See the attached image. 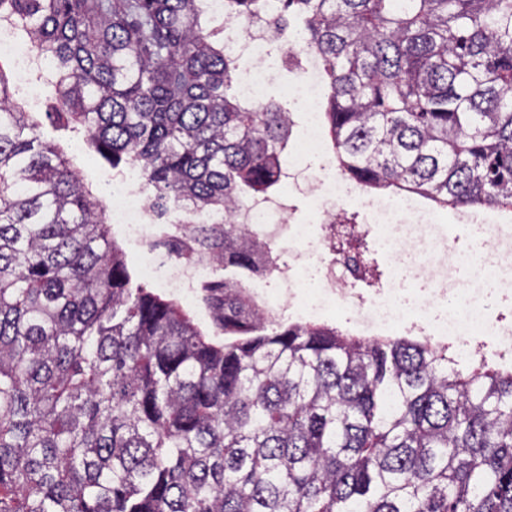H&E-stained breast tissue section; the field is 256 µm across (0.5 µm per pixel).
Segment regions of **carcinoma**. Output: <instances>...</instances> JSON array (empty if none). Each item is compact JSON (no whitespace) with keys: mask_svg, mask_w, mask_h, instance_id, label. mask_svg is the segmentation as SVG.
Instances as JSON below:
<instances>
[{"mask_svg":"<svg viewBox=\"0 0 512 512\" xmlns=\"http://www.w3.org/2000/svg\"><path fill=\"white\" fill-rule=\"evenodd\" d=\"M318 55L337 169L440 209H512V0H276ZM58 119L202 213L278 188L288 103L230 93L200 0H0ZM194 253L224 341L134 281L106 205L0 65V512H512V368L269 321L252 243Z\"/></svg>","mask_w":512,"mask_h":512,"instance_id":"carcinoma-1","label":"carcinoma"}]
</instances>
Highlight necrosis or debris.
I'll return each instance as SVG.
<instances>
[{"label": "necrosis or debris", "instance_id": "1", "mask_svg": "<svg viewBox=\"0 0 512 512\" xmlns=\"http://www.w3.org/2000/svg\"><path fill=\"white\" fill-rule=\"evenodd\" d=\"M206 8L217 35L224 39L225 55L237 64L234 83L243 101L253 106L264 104L266 89L277 73L285 71L292 76L285 96L293 105L297 127L281 163L282 190L242 201L234 215L236 232L261 245L266 259L267 276L252 280L249 289L260 312L278 320L315 322L324 317V301L334 298L353 309L364 330L372 335L413 333L457 361L480 359L490 351L511 365L512 328L483 298H468L458 309L449 307L448 290L437 282L430 298L411 304L399 279L387 288L362 291L368 271L362 248L365 240H374L394 262L414 257L421 265L430 264L425 251H412L394 231L398 224L423 223V216L411 200L397 207L382 198L357 195L326 162L318 121L322 90L308 46L282 43V24L271 12L246 16L227 8L223 0H206ZM2 59L11 62L19 74L20 101L29 111H41L38 90L56 81V70L35 47L24 24L6 15L0 16ZM104 178L113 186L106 202L110 222L120 225L144 250L142 277L192 298L196 288L212 279L216 266L205 256L183 260L170 246L197 233L201 226L223 227V216L201 215L151 197L141 169L134 164L105 173ZM296 189L312 203L309 229L313 242L305 261L290 255L288 246L290 238L307 229L293 222L287 203ZM350 201L363 212V223H348L346 204ZM478 220L475 213L465 218L466 224L475 227L470 245L476 261L473 274L493 278L498 267L491 240L499 236L501 228L479 226Z\"/></svg>", "mask_w": 512, "mask_h": 512}]
</instances>
